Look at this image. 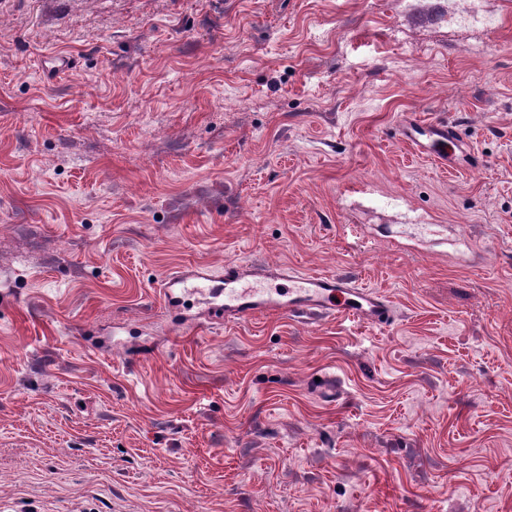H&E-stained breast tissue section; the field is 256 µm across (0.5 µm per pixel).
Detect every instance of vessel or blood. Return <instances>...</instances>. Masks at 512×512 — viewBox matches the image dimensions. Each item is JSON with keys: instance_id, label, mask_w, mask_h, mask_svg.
<instances>
[{"instance_id": "b4317fda", "label": "vessel or blood", "mask_w": 512, "mask_h": 512, "mask_svg": "<svg viewBox=\"0 0 512 512\" xmlns=\"http://www.w3.org/2000/svg\"><path fill=\"white\" fill-rule=\"evenodd\" d=\"M402 138L419 153L433 157L440 168L453 166L455 158L447 152L453 134L447 125L436 123L423 129L418 123L408 121L402 126ZM256 277L283 279L289 286L284 291L248 287V280ZM190 281L195 282L200 292L209 293L214 288L215 277L195 268L174 271L158 284L160 300L171 301L175 288ZM222 281L224 301L214 307L212 316L228 322L270 313L350 315L370 326L388 324L393 318L390 303L383 294L360 286L347 275L302 273L285 265L267 264L251 269L228 263Z\"/></svg>"}]
</instances>
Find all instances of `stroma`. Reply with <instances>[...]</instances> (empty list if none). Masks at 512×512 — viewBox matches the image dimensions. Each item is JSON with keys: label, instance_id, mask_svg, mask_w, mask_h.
Instances as JSON below:
<instances>
[{"label": "stroma", "instance_id": "1", "mask_svg": "<svg viewBox=\"0 0 512 512\" xmlns=\"http://www.w3.org/2000/svg\"><path fill=\"white\" fill-rule=\"evenodd\" d=\"M230 261L393 320L161 303ZM0 512H512V0H0ZM401 128L402 139L414 146L419 153L433 157L439 167L444 170L447 167H453L457 157L448 156L447 145L454 137L447 124L431 123L425 128V133L420 131L421 126L414 121H406ZM421 136H427L428 142L423 144L420 141ZM190 280L196 283L193 288H197L201 293H211L213 288H216L213 284L216 281V277L210 272L195 268H185L170 273L158 283L157 288L160 300L169 303L172 299L176 298L174 296V288H181Z\"/></svg>", "mask_w": 512, "mask_h": 512}]
</instances>
